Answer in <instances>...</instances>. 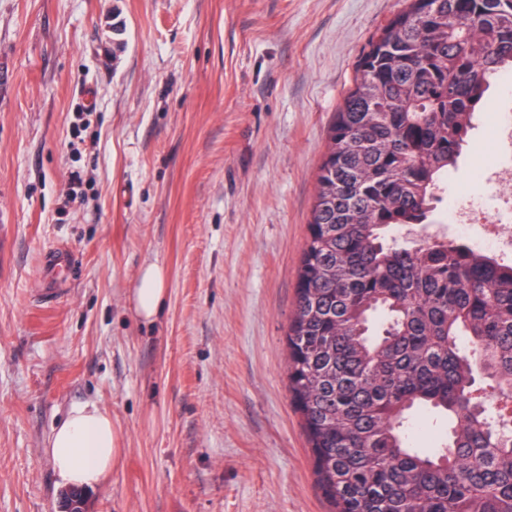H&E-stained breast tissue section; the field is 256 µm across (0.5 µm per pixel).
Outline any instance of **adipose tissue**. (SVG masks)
<instances>
[{"mask_svg": "<svg viewBox=\"0 0 512 512\" xmlns=\"http://www.w3.org/2000/svg\"><path fill=\"white\" fill-rule=\"evenodd\" d=\"M166 285L163 266L152 262L142 269L131 296L140 318L151 322L159 315ZM46 451L58 485L79 489L103 483L121 454L111 414L93 402L72 405L50 435Z\"/></svg>", "mask_w": 512, "mask_h": 512, "instance_id": "adipose-tissue-1", "label": "adipose tissue"}]
</instances>
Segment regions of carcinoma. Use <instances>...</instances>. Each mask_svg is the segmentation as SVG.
Instances as JSON below:
<instances>
[{
    "instance_id": "cac0c4a2",
    "label": "carcinoma",
    "mask_w": 512,
    "mask_h": 512,
    "mask_svg": "<svg viewBox=\"0 0 512 512\" xmlns=\"http://www.w3.org/2000/svg\"><path fill=\"white\" fill-rule=\"evenodd\" d=\"M336 112L286 331L291 402L334 512H512V264L434 223L497 79L512 0H404ZM442 428L416 447L422 416Z\"/></svg>"
}]
</instances>
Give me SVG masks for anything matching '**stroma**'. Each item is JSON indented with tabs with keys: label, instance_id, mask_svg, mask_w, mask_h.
<instances>
[{
	"label": "stroma",
	"instance_id": "stroma-1",
	"mask_svg": "<svg viewBox=\"0 0 512 512\" xmlns=\"http://www.w3.org/2000/svg\"><path fill=\"white\" fill-rule=\"evenodd\" d=\"M403 6L0 0V512H61L45 444L84 402L122 450L88 512H330L285 330L334 116ZM166 269L156 262L146 265L133 288L131 300L137 315L148 322H153L159 315L166 295Z\"/></svg>",
	"mask_w": 512,
	"mask_h": 512
}]
</instances>
